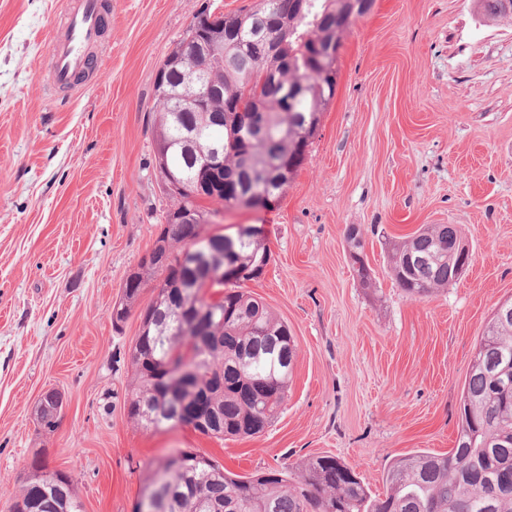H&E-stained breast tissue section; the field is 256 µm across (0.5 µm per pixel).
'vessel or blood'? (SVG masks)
<instances>
[{
  "instance_id": "b4317fda",
  "label": "vessel or blood",
  "mask_w": 512,
  "mask_h": 512,
  "mask_svg": "<svg viewBox=\"0 0 512 512\" xmlns=\"http://www.w3.org/2000/svg\"><path fill=\"white\" fill-rule=\"evenodd\" d=\"M103 0H70L61 37L50 47L52 82L62 92L75 91V79L88 73L99 45Z\"/></svg>"
}]
</instances>
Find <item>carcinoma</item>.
Returning <instances> with one entry per match:
<instances>
[{
	"label": "carcinoma",
	"mask_w": 512,
	"mask_h": 512,
	"mask_svg": "<svg viewBox=\"0 0 512 512\" xmlns=\"http://www.w3.org/2000/svg\"><path fill=\"white\" fill-rule=\"evenodd\" d=\"M299 2L298 8L294 0L254 3L270 17L288 13L295 19L288 35L273 31L268 40L255 34L253 7L225 13L211 23L195 17L210 32L222 31L227 37L224 59L215 61L208 74L224 100L247 106L259 93L270 95L260 82L268 41L285 53L288 70L305 77L314 70L315 47L338 51L353 19L373 4L365 0L366 7L355 13L350 0ZM336 79L333 69L321 83L311 85L296 111L272 110L265 134L246 140L239 137L233 112L224 113L220 125L210 113L181 107L175 98L156 99L154 144L168 147L167 164L181 184L174 203L192 209L194 217L172 225L171 240L183 247L170 252L162 270L139 265L129 275L120 303L129 314L143 287L154 283L145 346L161 362L195 366L198 377L192 390L217 410L210 438L265 432L288 396L297 354L288 325L243 290L252 277L236 275L238 269L268 266L271 253L263 230L241 225L234 234H224L211 230L212 217L240 207L239 199L254 184L277 186L279 170L295 174L313 135L307 126H317L319 112L335 95ZM217 142L224 143V193L205 199L195 195L193 187L208 176L204 156ZM347 240L353 266L361 278H368L357 227L348 229ZM464 247L456 225L430 224L408 240L389 245V270L404 292L426 296L458 280L455 268ZM194 253L224 254V279L208 278L207 271L192 264ZM195 305L209 311V342L203 347L181 315L184 307ZM139 353L136 342L130 351L128 414L147 413L146 430L173 427L169 401L159 393ZM182 454L189 469H173L166 459L150 478L153 483L165 473L179 488L169 512H512V315L493 313L476 346L463 388L455 447L446 456L420 451L396 459L386 472V492L380 497L372 496L356 472L332 455L238 475L192 450ZM49 500L57 508H45ZM12 510L82 512V505L71 481L56 471H44L35 485L23 486Z\"/></svg>",
	"instance_id": "carcinoma-1"
}]
</instances>
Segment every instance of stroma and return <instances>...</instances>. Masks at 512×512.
<instances>
[{
    "label": "stroma",
    "mask_w": 512,
    "mask_h": 512,
    "mask_svg": "<svg viewBox=\"0 0 512 512\" xmlns=\"http://www.w3.org/2000/svg\"><path fill=\"white\" fill-rule=\"evenodd\" d=\"M252 2L112 0L104 61L68 96L48 54L68 0H0V512L36 457L69 475L83 512H133L175 448L239 475L333 455L379 494L395 458L455 446L475 346L512 299V15L486 18L476 0H374L342 37L336 93L280 201L219 219L266 229L271 261L245 288L297 346L278 419L221 441L127 413L153 291L121 327L112 307L169 205L153 163L157 71L201 11ZM428 224L457 225L472 260L415 298L387 248ZM52 388L66 404L44 433L36 408ZM347 240L350 244V257L353 260V266H355L358 275L362 279L369 277L368 269L364 262L363 255L361 253L362 241L359 233V229L355 226H351L347 231Z\"/></svg>",
    "instance_id": "stroma-1"
}]
</instances>
